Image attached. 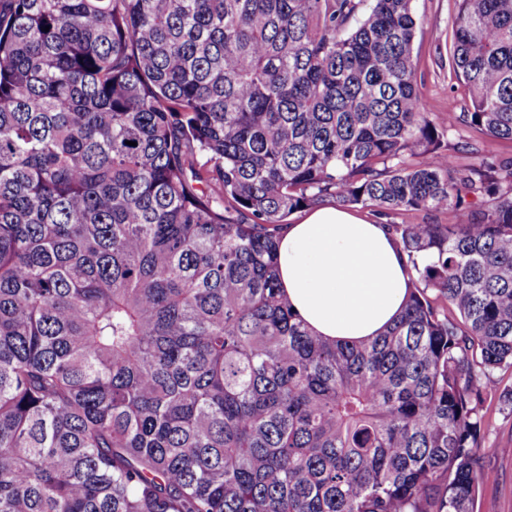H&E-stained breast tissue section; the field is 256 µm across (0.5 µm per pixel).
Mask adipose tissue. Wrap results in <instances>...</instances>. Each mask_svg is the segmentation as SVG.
Here are the masks:
<instances>
[{"label":"adipose tissue","instance_id":"1","mask_svg":"<svg viewBox=\"0 0 512 512\" xmlns=\"http://www.w3.org/2000/svg\"><path fill=\"white\" fill-rule=\"evenodd\" d=\"M278 278L292 309L330 340L362 341L399 316L408 264L380 224L355 212L311 209L277 238Z\"/></svg>","mask_w":512,"mask_h":512}]
</instances>
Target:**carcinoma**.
<instances>
[{
	"label": "carcinoma",
	"mask_w": 512,
	"mask_h": 512,
	"mask_svg": "<svg viewBox=\"0 0 512 512\" xmlns=\"http://www.w3.org/2000/svg\"><path fill=\"white\" fill-rule=\"evenodd\" d=\"M412 2L0 0V512H475L512 158L443 137L512 140V0H458L442 120ZM330 202L455 216L388 225L412 291L361 344L280 292ZM448 149L453 151L454 145L463 141L474 142L479 147V155H459L460 164L479 162L482 158L489 161L512 157V142L492 138L485 134L472 131L470 128L457 127L448 132Z\"/></svg>",
	"instance_id": "cac0c4a2"
}]
</instances>
